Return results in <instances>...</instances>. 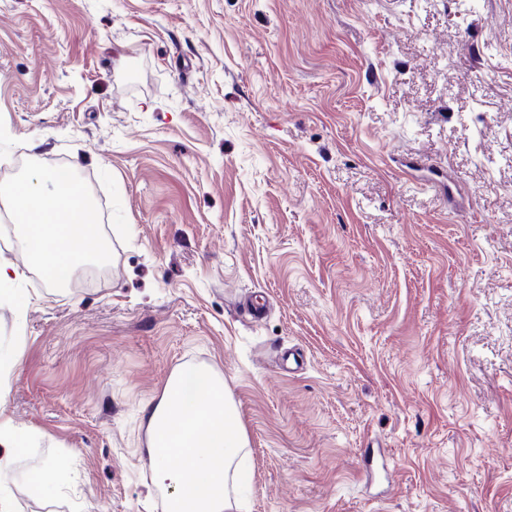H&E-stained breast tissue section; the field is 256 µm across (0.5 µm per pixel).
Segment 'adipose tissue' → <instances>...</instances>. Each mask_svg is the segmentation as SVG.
<instances>
[{"instance_id":"obj_1","label":"adipose tissue","mask_w":512,"mask_h":512,"mask_svg":"<svg viewBox=\"0 0 512 512\" xmlns=\"http://www.w3.org/2000/svg\"><path fill=\"white\" fill-rule=\"evenodd\" d=\"M30 244V262L51 285L69 282L78 266L102 257L105 246L82 185L56 184L41 193L32 181L0 184ZM147 453L158 483L170 487L171 512H239L230 483L241 475L247 437L222 381L204 369L170 380L148 417Z\"/></svg>"}]
</instances>
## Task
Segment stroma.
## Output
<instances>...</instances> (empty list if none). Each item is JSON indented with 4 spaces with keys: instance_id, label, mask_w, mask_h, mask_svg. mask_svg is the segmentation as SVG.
Returning a JSON list of instances; mask_svg holds the SVG:
<instances>
[{
    "instance_id": "35a3bbf8",
    "label": "stroma",
    "mask_w": 512,
    "mask_h": 512,
    "mask_svg": "<svg viewBox=\"0 0 512 512\" xmlns=\"http://www.w3.org/2000/svg\"><path fill=\"white\" fill-rule=\"evenodd\" d=\"M62 166L108 261L50 287L0 206L14 512H167L190 366L244 512H512V0H0V183ZM194 382L191 397L185 386ZM147 454L158 483L173 488L169 511L238 512L231 492L247 437L224 382L208 370H181L148 417ZM241 458V459H240ZM179 461L177 466L173 461Z\"/></svg>"
}]
</instances>
